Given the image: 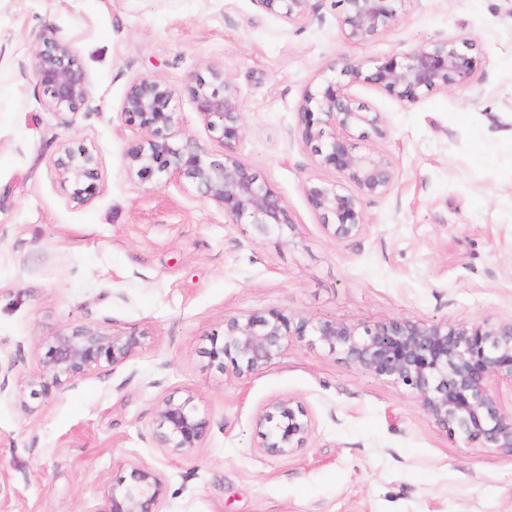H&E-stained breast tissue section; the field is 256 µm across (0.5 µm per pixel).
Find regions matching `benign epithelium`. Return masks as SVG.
I'll return each mask as SVG.
<instances>
[{"label":"benign epithelium","mask_w":512,"mask_h":512,"mask_svg":"<svg viewBox=\"0 0 512 512\" xmlns=\"http://www.w3.org/2000/svg\"><path fill=\"white\" fill-rule=\"evenodd\" d=\"M267 12L287 23L305 17L309 0H256ZM398 0H340L339 20L345 40L372 39L397 19ZM341 80L325 78L307 89L298 109L302 143L315 164L332 169L339 180H310L304 193L321 213L322 225L335 240L358 238L367 231L365 201L388 194L397 180L393 158L382 150L355 152L351 130L360 128L377 137L386 135L382 113L354 97L351 89L371 83L402 101L415 102L433 91H446L472 76V58L453 39L435 41L366 69L343 59L330 66ZM33 73L46 96L45 107L62 116L90 107V79L73 46L55 31L40 33ZM215 87L197 79L193 96L205 127L219 134L224 145L221 160H210L197 143L180 148L169 143L178 116L170 104L173 89L165 82L143 77L128 87L122 106L125 121L147 137L125 153L130 174L150 180L173 173L186 178L198 196L214 203L237 224H253L263 233L292 224L288 207L268 184L234 154L242 133L237 88L221 73ZM63 183L73 186L70 201L87 204L95 194L98 159L80 145L63 146L53 160ZM143 332H110L81 323L61 327L42 339L45 348L38 367L17 377L9 387L15 356L0 362V396L6 395L26 411L25 397L49 395L62 381H73L105 366L117 367L145 345ZM318 343L338 353L348 364L391 381L413 395L434 423L471 448H495L512 455V411L504 409L498 389L512 387V320L489 323H439L407 317L357 324L329 319L293 321L279 311L242 318L224 317L209 337L204 354L219 368L231 364L238 377L265 369L293 340ZM261 438L259 449L269 456L288 455L305 445L312 422L294 399L268 403L255 417ZM210 428L191 395H169L158 403L149 422V439L170 455H184L201 447ZM164 482L152 468L131 467L129 481L103 489L94 512H161Z\"/></svg>","instance_id":"obj_1"}]
</instances>
